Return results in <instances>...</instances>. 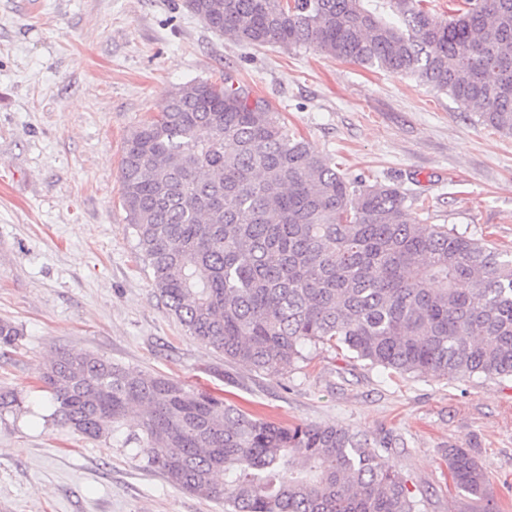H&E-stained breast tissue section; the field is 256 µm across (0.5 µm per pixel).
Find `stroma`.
I'll list each match as a JSON object with an SVG mask.
<instances>
[{"label":"stroma","instance_id":"1","mask_svg":"<svg viewBox=\"0 0 512 512\" xmlns=\"http://www.w3.org/2000/svg\"><path fill=\"white\" fill-rule=\"evenodd\" d=\"M232 76L348 178L401 186L424 224L512 251V135L404 75L303 47L246 46L185 0H0V512H220L136 461L134 420L98 440L48 418L39 377L57 350L160 373L292 425L387 438L420 512H512V377L397 375L306 346L275 375L227 362L160 298L119 191L125 142L177 87ZM486 480L457 490L446 452Z\"/></svg>","mask_w":512,"mask_h":512}]
</instances>
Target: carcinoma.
<instances>
[{
    "label": "carcinoma",
    "mask_w": 512,
    "mask_h": 512,
    "mask_svg": "<svg viewBox=\"0 0 512 512\" xmlns=\"http://www.w3.org/2000/svg\"><path fill=\"white\" fill-rule=\"evenodd\" d=\"M187 0L245 45L314 48L408 75L512 135V0ZM126 219L169 312L224 358L278 374L306 345L401 374L512 376V254L421 224L399 187L348 179L234 83L175 89L127 139ZM21 336L0 322V347ZM51 418L99 439L138 418L134 458L224 512H416L377 441L335 424L282 426L160 374L60 351L41 372ZM23 410L0 393V413ZM448 475L485 473L450 448Z\"/></svg>",
    "instance_id": "obj_1"
}]
</instances>
